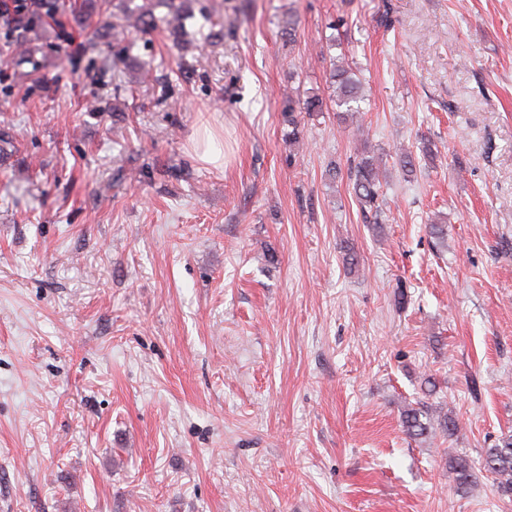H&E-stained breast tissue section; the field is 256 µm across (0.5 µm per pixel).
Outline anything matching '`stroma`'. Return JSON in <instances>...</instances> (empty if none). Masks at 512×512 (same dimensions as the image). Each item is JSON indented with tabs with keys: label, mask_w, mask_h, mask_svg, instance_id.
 <instances>
[{
	"label": "stroma",
	"mask_w": 512,
	"mask_h": 512,
	"mask_svg": "<svg viewBox=\"0 0 512 512\" xmlns=\"http://www.w3.org/2000/svg\"><path fill=\"white\" fill-rule=\"evenodd\" d=\"M214 5L235 27L153 33L144 81L66 18L0 35V512H512L483 467L512 435V0ZM23 41L62 66L27 79ZM366 146L378 224L327 172ZM332 78L336 85L338 105H347V111H352L350 103L357 102L362 91L360 81L354 78L353 69L349 66L335 65ZM303 107H300V111L297 112L295 106L293 105V102L291 100H288V141L289 143H296L298 142V139L300 138L302 128V117L301 112L302 109L305 112H308L310 115V112H319L322 110L323 101L318 96H311L308 97L303 103ZM425 418V421L423 420ZM402 426L410 437L423 436L429 433L431 420L428 412L422 411L420 407H410L403 411ZM448 472L452 475L457 490H465L475 482L476 476L470 461L465 456H453L448 460Z\"/></svg>",
	"instance_id": "stroma-1"
}]
</instances>
